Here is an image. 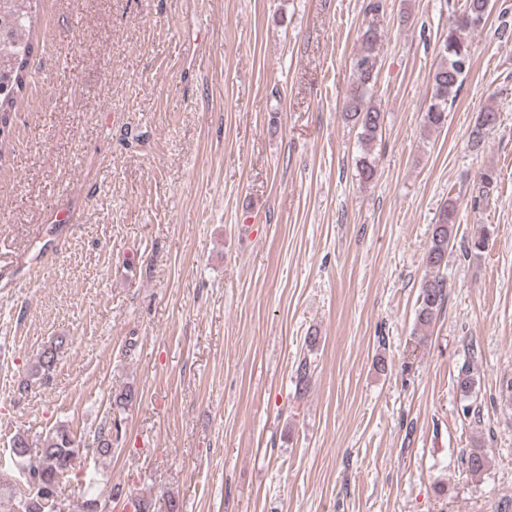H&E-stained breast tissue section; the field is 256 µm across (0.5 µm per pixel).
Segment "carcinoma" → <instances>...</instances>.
<instances>
[{"mask_svg":"<svg viewBox=\"0 0 512 512\" xmlns=\"http://www.w3.org/2000/svg\"><path fill=\"white\" fill-rule=\"evenodd\" d=\"M39 0H15L10 3L3 0L1 7L13 5L9 9L16 31L11 41L0 45V75L9 77L10 89L0 94V126L13 115L18 99L26 88L29 56L33 46L29 43V34L33 22V9ZM493 8L491 0H464L461 9L455 14L454 22L442 37L439 46L440 62L431 78L430 105L423 115L424 127L437 130L444 126L448 110L452 107L458 93L470 73L473 64L472 45L469 34L483 27ZM383 34L369 25L360 30L359 49L351 61L354 76L353 86L343 106V118L346 123L358 129L359 156L356 160V172L360 182L372 183L377 177V164L374 148L382 137L385 113L375 100L374 87L379 73V47ZM498 120V112L488 106L479 113L469 136L471 148L478 150L485 141L487 131ZM498 176L494 169L485 168L478 172L471 200L478 205L490 199L496 190ZM457 202L453 199L443 204L438 220L432 227L431 238L427 245L423 262L428 277L420 287L419 306L416 310V325L424 330L431 326L446 298V281L443 270L448 266V249L453 242L456 224ZM490 229L482 227L471 238L466 254L479 255L488 247ZM65 344L57 337L40 353L33 367V375L49 381L55 371L58 352ZM475 353H469L457 372V388L461 396L469 400L476 394L478 384L474 372ZM311 369L307 359H302L295 369V383L298 392L306 391L310 383ZM100 455L112 452V427L102 428L95 437ZM31 447L27 436L16 433L10 440V451L22 483L33 484L35 492L28 498L18 496L14 500L13 512H57L58 498L63 490V479L70 476L85 456L83 448L73 437L71 431L61 425L56 426L42 436L39 452L36 453V465H30L27 456ZM466 477H481L488 465L487 453L480 445L468 449L462 458ZM103 478L91 470L87 473L84 488L89 499L86 500L88 512H109L111 503L121 495L115 488L105 492L100 489Z\"/></svg>","mask_w":512,"mask_h":512,"instance_id":"obj_1","label":"carcinoma"}]
</instances>
